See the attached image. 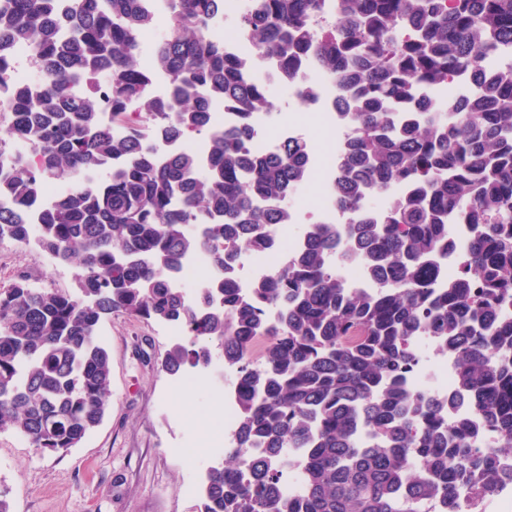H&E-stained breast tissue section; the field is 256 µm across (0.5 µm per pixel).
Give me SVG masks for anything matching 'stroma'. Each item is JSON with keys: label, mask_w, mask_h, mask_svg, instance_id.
Here are the masks:
<instances>
[{"label": "stroma", "mask_w": 512, "mask_h": 512, "mask_svg": "<svg viewBox=\"0 0 512 512\" xmlns=\"http://www.w3.org/2000/svg\"><path fill=\"white\" fill-rule=\"evenodd\" d=\"M19 275L37 286L74 288L72 268L1 242L0 287ZM168 331L124 315L100 326L111 405L77 447L43 454L14 432H0V485L12 490L11 512H194L205 471L200 460L216 440L211 424L224 405L207 378L186 381L162 371Z\"/></svg>", "instance_id": "35a3bbf8"}]
</instances>
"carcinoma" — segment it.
Returning <instances> with one entry per match:
<instances>
[{
	"label": "carcinoma",
	"instance_id": "cac0c4a2",
	"mask_svg": "<svg viewBox=\"0 0 512 512\" xmlns=\"http://www.w3.org/2000/svg\"><path fill=\"white\" fill-rule=\"evenodd\" d=\"M169 2L145 65L156 15L140 0H0V64L25 47L48 73L0 104V156L29 148L0 163V241L75 267L71 293L24 276L0 289V431L42 452L79 445L111 402L98 330L122 313L182 332L166 374L234 370L238 444L205 471L196 512H477L512 481V0H333L324 24L327 0H250L239 26L258 56L290 81L307 67L333 79L351 134L331 186L347 221L309 225L246 294L236 259L289 223L310 148L249 149L253 116L275 103L209 30L224 0ZM464 76L476 90L457 104L429 95ZM212 103L236 125L211 128ZM201 134L203 159L159 149ZM50 182L66 190L32 213ZM453 224L470 227L461 248ZM198 252L219 275L191 302L173 280ZM344 261L366 286L345 282ZM419 336L454 358L444 400L408 385Z\"/></svg>",
	"mask_w": 512,
	"mask_h": 512
}]
</instances>
